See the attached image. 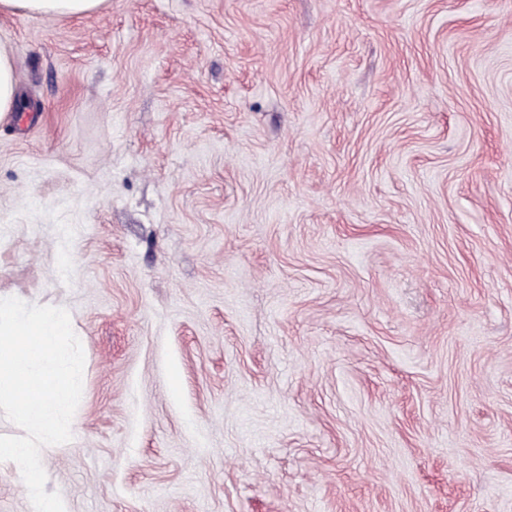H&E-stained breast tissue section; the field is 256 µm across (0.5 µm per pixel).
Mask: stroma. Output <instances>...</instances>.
Returning <instances> with one entry per match:
<instances>
[{
  "mask_svg": "<svg viewBox=\"0 0 512 512\" xmlns=\"http://www.w3.org/2000/svg\"><path fill=\"white\" fill-rule=\"evenodd\" d=\"M0 296L85 363L69 512H512V0L0 13ZM14 58L13 49L7 43L0 41V120L16 110Z\"/></svg>",
  "mask_w": 512,
  "mask_h": 512,
  "instance_id": "obj_1",
  "label": "stroma"
}]
</instances>
